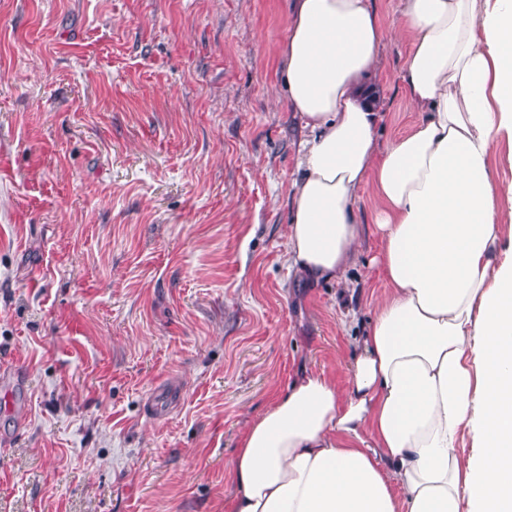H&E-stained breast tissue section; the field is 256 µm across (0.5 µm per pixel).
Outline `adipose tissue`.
Masks as SVG:
<instances>
[{"label":"adipose tissue","instance_id":"1","mask_svg":"<svg viewBox=\"0 0 512 512\" xmlns=\"http://www.w3.org/2000/svg\"><path fill=\"white\" fill-rule=\"evenodd\" d=\"M287 31L279 76L307 133L287 258L342 279L373 184L387 292L345 387L302 371L244 430L227 512H512V186L490 175L512 148V0H403L391 24L371 0H294ZM395 36L419 119L382 149L368 80Z\"/></svg>","mask_w":512,"mask_h":512}]
</instances>
